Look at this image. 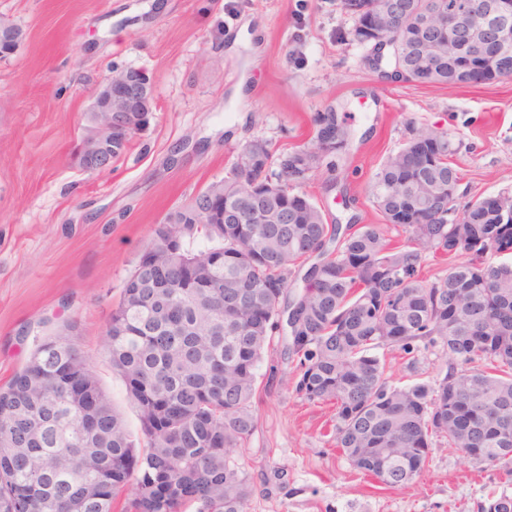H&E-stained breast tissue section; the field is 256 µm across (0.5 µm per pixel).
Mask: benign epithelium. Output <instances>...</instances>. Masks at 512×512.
Returning a JSON list of instances; mask_svg holds the SVG:
<instances>
[{
    "label": "benign epithelium",
    "mask_w": 512,
    "mask_h": 512,
    "mask_svg": "<svg viewBox=\"0 0 512 512\" xmlns=\"http://www.w3.org/2000/svg\"><path fill=\"white\" fill-rule=\"evenodd\" d=\"M353 17L364 15V23L357 24V41L367 48L363 62L372 70L382 65L387 28L403 29L414 26L419 40L410 48V58L420 81L427 84L436 76L439 62L460 59L458 74L465 82H489L512 74L506 57L505 44L512 38V0H468L462 6L453 0H431L422 9L406 0H384L369 3L363 8L345 6ZM23 40L22 30L12 23L0 24V57L14 54ZM154 110L153 80L142 68L127 67L119 74H111L94 92L90 108V126L77 146L75 160L86 173H101L112 168L114 155L128 146L140 130L149 124ZM343 145L341 121L336 115H327L316 139L315 153L328 152ZM224 197V182H216L193 201L184 212L185 218L197 223L200 217L210 223L221 221L239 224L249 215L240 210L218 213L212 202ZM446 214H453L451 205L456 198V183L440 186L436 192Z\"/></svg>",
    "instance_id": "7a95c632"
}]
</instances>
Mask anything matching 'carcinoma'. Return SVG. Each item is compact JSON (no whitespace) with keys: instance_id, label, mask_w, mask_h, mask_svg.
I'll use <instances>...</instances> for the list:
<instances>
[{"instance_id":"1","label":"carcinoma","mask_w":512,"mask_h":512,"mask_svg":"<svg viewBox=\"0 0 512 512\" xmlns=\"http://www.w3.org/2000/svg\"><path fill=\"white\" fill-rule=\"evenodd\" d=\"M436 85L456 86L443 63ZM407 140L387 156L371 184L386 226L405 233L395 246L376 224L347 233L285 179L303 147L266 148L254 172L234 164L224 206L248 202L245 224H159L125 278L106 330L112 368L140 421L135 444L94 367L65 323L38 337L28 360L0 388V512H245L251 489L230 463L256 428L251 409L258 367L281 328L279 299L289 279L319 260L288 300L293 391L336 404V447L359 471L421 473L433 440L476 448L482 462H512V313L487 316L512 299V222L501 197L467 202L458 224H398L403 191L421 199L460 174L446 144L436 164L420 165ZM276 187L255 199L254 179ZM288 211V223L267 215ZM207 246H195L198 239ZM427 252L448 260L443 275L423 273ZM461 316L448 326V303ZM440 345L461 370L432 383L390 384L377 350L416 354Z\"/></svg>"}]
</instances>
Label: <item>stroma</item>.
Here are the masks:
<instances>
[{"instance_id": "stroma-1", "label": "stroma", "mask_w": 512, "mask_h": 512, "mask_svg": "<svg viewBox=\"0 0 512 512\" xmlns=\"http://www.w3.org/2000/svg\"><path fill=\"white\" fill-rule=\"evenodd\" d=\"M257 32L237 41L245 19ZM25 38L0 60V386L35 337L76 326L102 387L132 434L140 423L103 335L124 279L154 228L243 148L311 144L316 113L336 109L347 144L303 192L342 225L378 224L370 192L384 158L412 130L448 131L458 204L512 194V79L446 87L385 83L347 40L340 0H0ZM148 71L149 126L110 170L74 161L97 85L113 68ZM399 385L443 378L456 361L436 346L386 353ZM284 343L260 366L256 429L231 460L253 490L247 512H481L512 496V468L477 463L437 441L416 480L362 475L333 439L335 408L299 399Z\"/></svg>"}]
</instances>
